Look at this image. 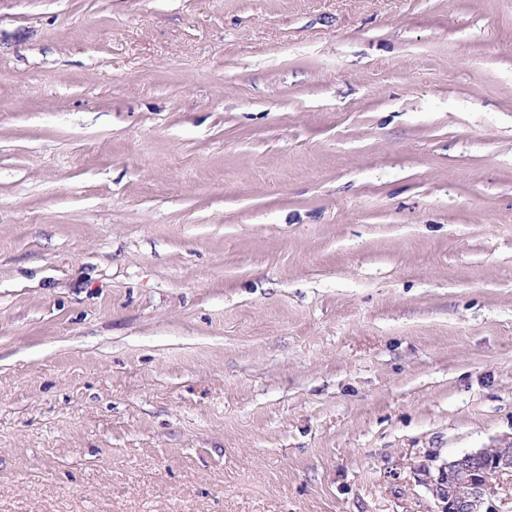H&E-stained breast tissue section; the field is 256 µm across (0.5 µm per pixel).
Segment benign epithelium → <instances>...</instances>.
I'll return each mask as SVG.
<instances>
[{
  "instance_id": "benign-epithelium-1",
  "label": "benign epithelium",
  "mask_w": 512,
  "mask_h": 512,
  "mask_svg": "<svg viewBox=\"0 0 512 512\" xmlns=\"http://www.w3.org/2000/svg\"><path fill=\"white\" fill-rule=\"evenodd\" d=\"M512 474V453L479 448L448 461L432 491L443 502L441 512H495L493 480Z\"/></svg>"
}]
</instances>
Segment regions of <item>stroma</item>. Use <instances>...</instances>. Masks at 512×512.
Wrapping results in <instances>:
<instances>
[{
  "instance_id": "stroma-1",
  "label": "stroma",
  "mask_w": 512,
  "mask_h": 512,
  "mask_svg": "<svg viewBox=\"0 0 512 512\" xmlns=\"http://www.w3.org/2000/svg\"><path fill=\"white\" fill-rule=\"evenodd\" d=\"M512 447V0H0V512H440ZM448 470L434 479L432 491L444 505L441 512H495L493 479L512 474V453L479 448L448 461Z\"/></svg>"
}]
</instances>
